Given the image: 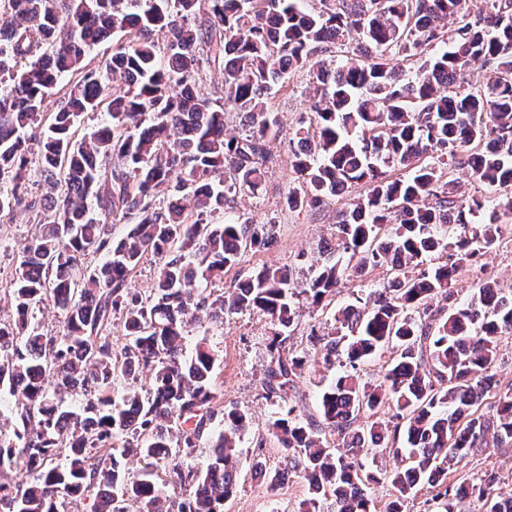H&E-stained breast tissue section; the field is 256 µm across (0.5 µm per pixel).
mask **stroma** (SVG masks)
<instances>
[{
	"label": "stroma",
	"mask_w": 512,
	"mask_h": 512,
	"mask_svg": "<svg viewBox=\"0 0 512 512\" xmlns=\"http://www.w3.org/2000/svg\"><path fill=\"white\" fill-rule=\"evenodd\" d=\"M307 76L299 71L291 74L288 88L279 92L273 109L277 112L283 134L274 143V161L266 174L263 192L259 197H242L236 200V212L257 220L276 223L273 244L257 253L248 254L243 263L232 269L238 277L263 264L289 266L295 282H308L319 260L325 259V240L334 232V215L348 207L351 199L366 194L365 186H354L348 197L332 203L330 207L312 211H288L283 199L290 186L296 185L290 159L288 133L295 128L300 117L308 116V103L304 95ZM33 216L28 212L17 213L11 223L0 226V276L11 277L19 266V249L35 233ZM494 276L503 292L512 291V225L504 226L496 244L482 258L480 265L461 271L457 285L462 293H469L471 284L479 278ZM329 314L302 307L286 344L297 352H305L310 362L298 383L305 413H316L318 395L337 374L336 369L317 363L321 343L310 335L311 326L329 322ZM206 340L218 357L217 384L224 393V404L246 410L252 417V430L244 437L238 484L232 499L225 505V512H298L306 494L302 481L292 479L279 489L268 490L252 474L253 461L268 462L270 468L282 464L281 452L273 441L266 438V427L278 410L276 400L265 399L261 388L264 372L269 362V336L264 317L250 312L226 315L222 328L210 331L189 328L188 344ZM496 471L503 478L512 477V445L489 446L472 454L455 470L449 471V481L471 479L472 476Z\"/></svg>",
	"instance_id": "stroma-1"
}]
</instances>
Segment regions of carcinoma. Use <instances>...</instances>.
<instances>
[{"mask_svg":"<svg viewBox=\"0 0 512 512\" xmlns=\"http://www.w3.org/2000/svg\"><path fill=\"white\" fill-rule=\"evenodd\" d=\"M319 2L0 0V218L24 209L38 225L4 289L14 315L0 318V393L13 398L0 407L6 512H58L76 490L83 512H224L250 417L224 407L217 356L203 339L187 348L186 332L238 311L268 321L262 390L284 402L267 429L283 469L257 462L255 474L271 490L302 479L299 512H319L328 494L336 512H377L368 489L380 481L392 487L382 512H411L423 488L443 512L472 501L512 512V484L493 470L469 482L467 498L448 483L488 438L512 442V386L495 380L512 292L481 278L464 300L456 287L512 223V0L477 12L472 0ZM115 33L109 61L86 64ZM477 61L486 74L472 84L465 73ZM216 65L222 95L203 97L198 84ZM305 67L313 119L291 133L302 184L283 205L324 208L360 184L367 193L336 213L331 254L302 287L262 265L234 288H212L274 236L275 223L229 209L260 195L280 134L273 100ZM66 75L63 100L45 111ZM232 110L248 129L227 131ZM90 112L106 119L77 135ZM461 167L495 194L461 195L451 177ZM34 176L49 193L44 216ZM90 256L98 263L83 264ZM148 258L153 287L126 288ZM384 266L390 280L334 312L321 357L341 372L317 416L303 414L296 379L308 358L286 347L296 310L324 309ZM40 305L61 312L58 335L31 321ZM385 352L381 381H362V366ZM141 368L153 382L138 391L127 382ZM384 406L387 421L377 418ZM203 444V462L177 459ZM388 450L405 466L371 471L367 457ZM128 456L144 462L134 477ZM169 485L188 493V510L171 508Z\"/></svg>","mask_w":512,"mask_h":512,"instance_id":"carcinoma-1","label":"carcinoma"}]
</instances>
